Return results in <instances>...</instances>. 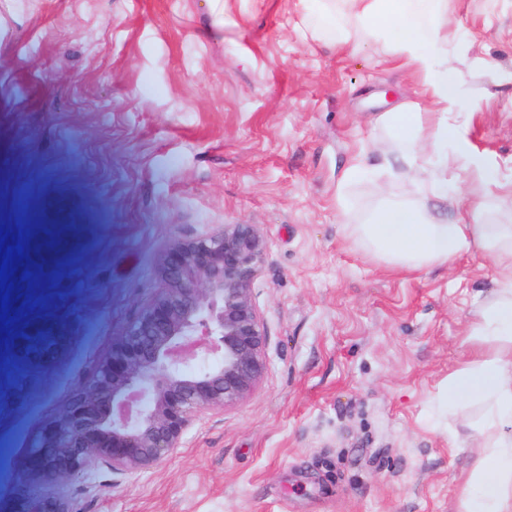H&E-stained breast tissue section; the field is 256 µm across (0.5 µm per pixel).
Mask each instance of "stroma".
<instances>
[{
  "mask_svg": "<svg viewBox=\"0 0 512 512\" xmlns=\"http://www.w3.org/2000/svg\"><path fill=\"white\" fill-rule=\"evenodd\" d=\"M457 121L489 166L482 221L512 224V0H446ZM300 0H0V494L43 421L94 377L157 290L175 238L253 224L266 370L241 404L202 413L181 448L134 474L69 479L74 512H465L480 403L439 407L491 342L474 255L390 266L357 231L407 179L347 181L393 141L371 118L427 105L389 40L339 51L300 33ZM50 314L67 357L31 375L14 339Z\"/></svg>",
  "mask_w": 512,
  "mask_h": 512,
  "instance_id": "1",
  "label": "stroma"
}]
</instances>
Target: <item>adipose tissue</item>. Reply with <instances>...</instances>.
Here are the masks:
<instances>
[{"instance_id": "adipose-tissue-1", "label": "adipose tissue", "mask_w": 512, "mask_h": 512, "mask_svg": "<svg viewBox=\"0 0 512 512\" xmlns=\"http://www.w3.org/2000/svg\"><path fill=\"white\" fill-rule=\"evenodd\" d=\"M302 2L307 14L324 16L326 23L318 32L330 36L337 49L352 47L357 30H385L395 51L419 75L434 111L403 105L380 113L376 121L392 133L396 161L421 188L444 200L449 175L461 169L468 174V220L405 205L377 210L359 230L377 254L409 269L444 266L476 253L492 260L495 298L478 304L475 317L483 334L500 345L449 376L446 400L455 405L477 398L485 405V427L480 432L484 453L476 466L477 492L468 500L469 512H512V224L480 221L490 203L487 164L474 154L457 126L455 94L448 86L443 0H340L347 17L343 23L329 9L333 0ZM429 126L434 133L429 157L422 164L417 151ZM450 138L455 146L448 152L442 144Z\"/></svg>"}]
</instances>
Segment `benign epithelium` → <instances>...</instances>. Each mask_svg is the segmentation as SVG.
I'll use <instances>...</instances> for the list:
<instances>
[{
	"label": "benign epithelium",
	"mask_w": 512,
	"mask_h": 512,
	"mask_svg": "<svg viewBox=\"0 0 512 512\" xmlns=\"http://www.w3.org/2000/svg\"><path fill=\"white\" fill-rule=\"evenodd\" d=\"M267 255L254 224L174 240L157 256L158 291L112 341L92 383L45 420L27 450L22 488L0 512H73L62 489L101 465L137 473L173 454L203 412L243 401L266 368L252 291ZM72 337L39 319L15 338L18 362L40 374Z\"/></svg>",
	"instance_id": "benign-epithelium-1"
}]
</instances>
